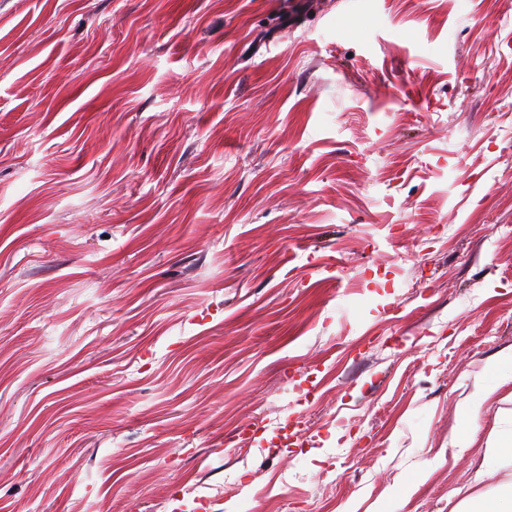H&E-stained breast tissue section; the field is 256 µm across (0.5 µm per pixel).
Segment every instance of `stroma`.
<instances>
[{
	"label": "stroma",
	"mask_w": 512,
	"mask_h": 512,
	"mask_svg": "<svg viewBox=\"0 0 512 512\" xmlns=\"http://www.w3.org/2000/svg\"><path fill=\"white\" fill-rule=\"evenodd\" d=\"M507 348L512 0H0V512H449Z\"/></svg>",
	"instance_id": "1"
}]
</instances>
